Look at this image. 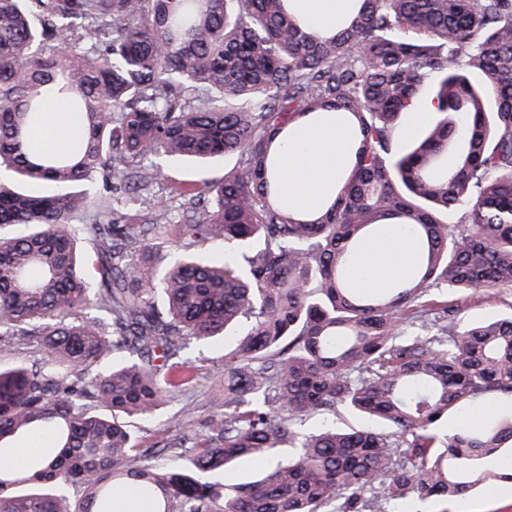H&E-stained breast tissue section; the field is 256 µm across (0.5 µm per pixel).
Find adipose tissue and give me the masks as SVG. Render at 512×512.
I'll list each match as a JSON object with an SVG mask.
<instances>
[{
    "instance_id": "adipose-tissue-1",
    "label": "adipose tissue",
    "mask_w": 512,
    "mask_h": 512,
    "mask_svg": "<svg viewBox=\"0 0 512 512\" xmlns=\"http://www.w3.org/2000/svg\"><path fill=\"white\" fill-rule=\"evenodd\" d=\"M295 16L315 31L334 28L352 0H292ZM82 130L81 116L60 94L44 98L43 120L32 132L35 148H60ZM350 133L332 114L309 115L289 125L275 139L272 154L284 199L303 215L321 207L351 161ZM415 246L401 225L387 222L352 253L356 284L367 290L387 287L410 273Z\"/></svg>"
}]
</instances>
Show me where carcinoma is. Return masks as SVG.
<instances>
[{"label":"carcinoma","instance_id":"cac0c4a2","mask_svg":"<svg viewBox=\"0 0 512 512\" xmlns=\"http://www.w3.org/2000/svg\"><path fill=\"white\" fill-rule=\"evenodd\" d=\"M353 2L321 35L289 0H0V455L53 442L0 463V512H114L125 491L149 512H448L512 482L486 463L512 455V314L462 324L446 300L512 288V0ZM430 86L414 139L399 123ZM46 90L82 116L65 154L30 147ZM323 112L357 147L303 217L271 144ZM226 155L219 181L161 165ZM388 220L414 273L361 291L347 256ZM214 338L217 414L144 447L129 419L191 385L185 353ZM342 409L365 425L301 431ZM245 462L262 476L238 480Z\"/></svg>","mask_w":512,"mask_h":512}]
</instances>
